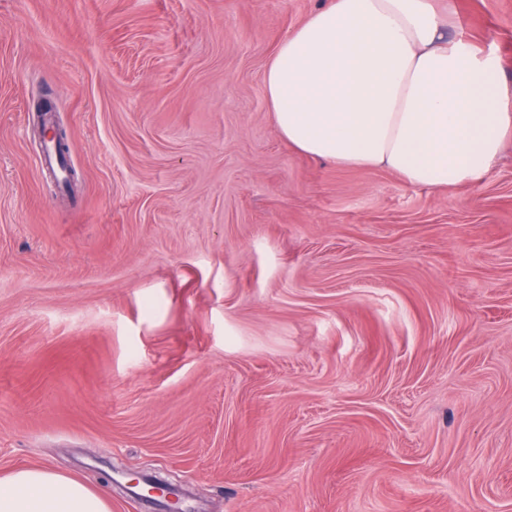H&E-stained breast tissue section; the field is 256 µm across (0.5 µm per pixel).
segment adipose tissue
I'll list each match as a JSON object with an SVG mask.
<instances>
[{
  "instance_id": "ef3b65f1",
  "label": "adipose tissue",
  "mask_w": 512,
  "mask_h": 512,
  "mask_svg": "<svg viewBox=\"0 0 512 512\" xmlns=\"http://www.w3.org/2000/svg\"><path fill=\"white\" fill-rule=\"evenodd\" d=\"M434 0H331L282 41L264 84L299 152L379 167L432 190L480 181L512 137V84L498 62L445 35ZM0 512H110L47 466L0 476Z\"/></svg>"
}]
</instances>
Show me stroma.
Returning a JSON list of instances; mask_svg holds the SVG:
<instances>
[{
  "mask_svg": "<svg viewBox=\"0 0 512 512\" xmlns=\"http://www.w3.org/2000/svg\"><path fill=\"white\" fill-rule=\"evenodd\" d=\"M323 2L0 0V474L512 512V140L444 191L291 148L264 70ZM439 5L512 82V0Z\"/></svg>",
  "mask_w": 512,
  "mask_h": 512,
  "instance_id": "obj_1",
  "label": "stroma"
}]
</instances>
